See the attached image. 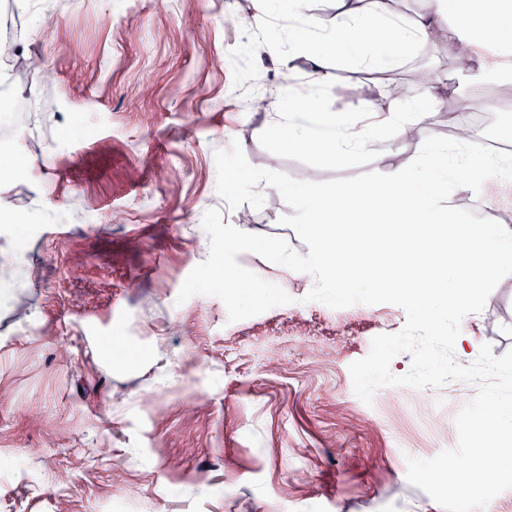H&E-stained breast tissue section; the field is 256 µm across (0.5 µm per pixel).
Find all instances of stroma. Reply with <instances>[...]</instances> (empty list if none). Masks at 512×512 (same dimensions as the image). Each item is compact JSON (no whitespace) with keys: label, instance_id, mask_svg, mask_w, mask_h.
<instances>
[{"label":"stroma","instance_id":"1","mask_svg":"<svg viewBox=\"0 0 512 512\" xmlns=\"http://www.w3.org/2000/svg\"><path fill=\"white\" fill-rule=\"evenodd\" d=\"M256 14L255 0H0V62L35 56L53 73L21 72L23 109L0 132L18 159L0 178V281L15 283L0 304V512H443L404 470L457 446L475 385L386 386L368 405L349 372L404 328L400 307L307 301L311 275L254 253L237 260L289 304L233 322L217 297L178 299L209 254L204 212L238 221L215 151L237 143L253 166L324 181L391 172L423 144L387 130L342 169L275 151L272 112L240 90L253 76L275 101L308 91V63L254 43ZM461 48L382 78L341 62L321 94L350 113L415 95L428 68L471 108L512 110V82L456 71ZM487 196L512 188L490 180L449 203L500 219ZM263 197L245 232L308 254L279 222L292 212L279 191ZM467 320L494 356L512 350V275Z\"/></svg>","mask_w":512,"mask_h":512}]
</instances>
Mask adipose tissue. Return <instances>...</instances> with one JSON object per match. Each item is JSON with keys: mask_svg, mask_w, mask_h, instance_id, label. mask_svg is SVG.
<instances>
[{"mask_svg": "<svg viewBox=\"0 0 512 512\" xmlns=\"http://www.w3.org/2000/svg\"><path fill=\"white\" fill-rule=\"evenodd\" d=\"M313 0H288V14L295 24L254 28L257 41L286 46L292 58L310 63L305 78L314 91L293 94L279 102L275 132L281 150H314L339 167L347 166L360 152L373 150L386 128L422 134L430 127L435 106L448 89L438 80L422 84L406 100L366 101L355 116L343 119L326 112L318 87L327 84L330 70L326 51L354 68L387 71L430 47L432 35L468 45L463 75L472 83L512 80V71L498 69L482 53L499 46L512 50V0H429L430 9L419 16L395 13L389 0H340L333 14L311 8Z\"/></svg>", "mask_w": 512, "mask_h": 512, "instance_id": "adipose-tissue-1", "label": "adipose tissue"}]
</instances>
